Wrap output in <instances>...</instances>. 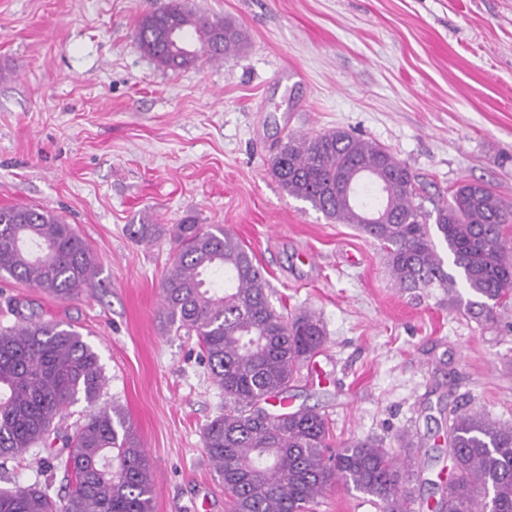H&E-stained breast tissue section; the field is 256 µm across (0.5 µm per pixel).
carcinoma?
<instances>
[{"instance_id":"carcinoma-1","label":"carcinoma","mask_w":512,"mask_h":512,"mask_svg":"<svg viewBox=\"0 0 512 512\" xmlns=\"http://www.w3.org/2000/svg\"><path fill=\"white\" fill-rule=\"evenodd\" d=\"M138 48L164 68L202 55L220 61L243 42L231 22L170 0L142 17ZM288 195L378 241L391 277L406 290L453 288L430 224L470 294L467 311L496 327L512 300V208L486 185L462 182L447 203L424 211L406 163L379 143L345 131L290 136L271 159ZM175 254L163 278L166 323L197 336L202 361L224 391V412L205 427L204 448L224 483L230 512H311L332 484L371 496L379 512H411L395 450L364 438L331 448L325 415L302 407L269 409L301 365L325 342L319 318L285 314L252 251L221 226L185 219L173 225ZM224 272V287L207 274ZM0 273L65 300L92 284L96 265L72 225L39 206L0 207ZM106 375L81 334L34 315L0 331V468L50 438L74 479L65 494L49 483L0 488V512H153V477L123 410L99 404ZM88 412L70 434L67 408ZM452 477L437 512H512V424L482 411L453 413L448 429Z\"/></svg>"}]
</instances>
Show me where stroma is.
<instances>
[{
  "mask_svg": "<svg viewBox=\"0 0 512 512\" xmlns=\"http://www.w3.org/2000/svg\"><path fill=\"white\" fill-rule=\"evenodd\" d=\"M167 2L0 0V207L61 215L98 270L69 300L0 276V328L17 324V299L78 331L108 378L101 402L124 409L146 451L154 512H228L203 448L224 396L196 337L161 313L171 225L222 226L276 309L325 327L292 407L324 414L336 444L408 434L414 501L433 512L449 412L512 423V307L488 329L464 288H398L377 241L289 196L270 161L287 136L343 129L389 148L424 199L469 180L512 206V0H187L235 21L244 43L176 70L133 39ZM138 224L162 232L140 242Z\"/></svg>",
  "mask_w": 512,
  "mask_h": 512,
  "instance_id": "stroma-1",
  "label": "stroma"
}]
</instances>
